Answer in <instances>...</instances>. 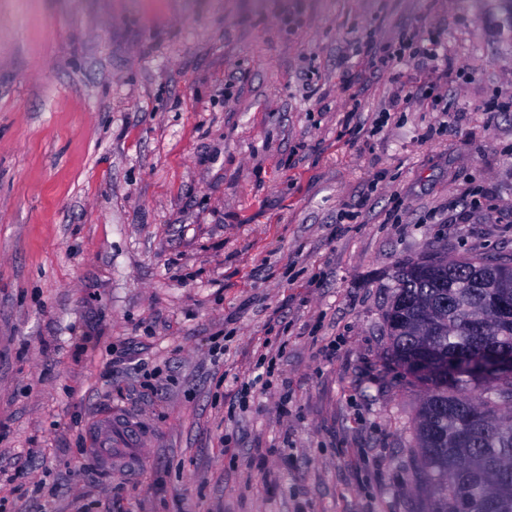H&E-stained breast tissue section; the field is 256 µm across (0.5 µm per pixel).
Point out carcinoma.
Returning a JSON list of instances; mask_svg holds the SVG:
<instances>
[{
	"mask_svg": "<svg viewBox=\"0 0 512 512\" xmlns=\"http://www.w3.org/2000/svg\"><path fill=\"white\" fill-rule=\"evenodd\" d=\"M385 314L393 355L429 381L411 434L420 451L428 512H512V324L470 310L512 293V260L430 256L399 263Z\"/></svg>",
	"mask_w": 512,
	"mask_h": 512,
	"instance_id": "cac0c4a2",
	"label": "carcinoma"
}]
</instances>
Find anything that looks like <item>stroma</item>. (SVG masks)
<instances>
[{"label": "stroma", "mask_w": 512, "mask_h": 512, "mask_svg": "<svg viewBox=\"0 0 512 512\" xmlns=\"http://www.w3.org/2000/svg\"><path fill=\"white\" fill-rule=\"evenodd\" d=\"M435 253L512 258L502 0H0V512H427L384 316ZM122 428L123 426L120 421L112 420V414L104 417L98 432L97 448H95L101 459L109 466H112V469H115L117 472L125 471L132 464V449L118 448L112 453V448L106 449L101 447L112 446L113 431L123 434Z\"/></svg>", "instance_id": "1"}]
</instances>
